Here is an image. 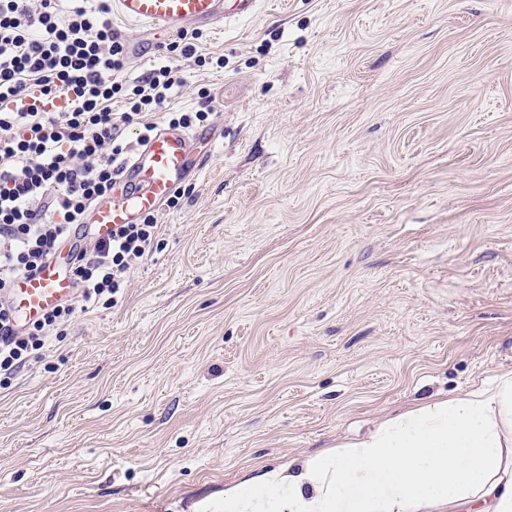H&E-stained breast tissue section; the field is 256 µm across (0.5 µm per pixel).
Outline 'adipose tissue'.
<instances>
[{
  "label": "adipose tissue",
  "instance_id": "1",
  "mask_svg": "<svg viewBox=\"0 0 512 512\" xmlns=\"http://www.w3.org/2000/svg\"><path fill=\"white\" fill-rule=\"evenodd\" d=\"M512 512V371L381 421L362 439L266 470L200 512Z\"/></svg>",
  "mask_w": 512,
  "mask_h": 512
}]
</instances>
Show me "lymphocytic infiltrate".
<instances>
[{"label": "lymphocytic infiltrate", "mask_w": 512, "mask_h": 512, "mask_svg": "<svg viewBox=\"0 0 512 512\" xmlns=\"http://www.w3.org/2000/svg\"><path fill=\"white\" fill-rule=\"evenodd\" d=\"M62 0H0V376L12 379L49 337L99 302L116 304L127 275L154 249L155 214L123 224L108 238H83L70 260L75 297L18 330L10 300L14 282L55 258L87 209L112 190L119 164L156 128L151 118L189 128L206 111L173 112L185 79L175 57L193 58L196 33L167 44L169 62L137 77L127 74L126 40L114 29L109 0L62 9ZM63 95L68 111L48 112ZM27 109H18L22 99ZM123 111H113V103Z\"/></svg>", "instance_id": "obj_1"}]
</instances>
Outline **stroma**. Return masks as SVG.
I'll list each match as a JSON object with an SVG mask.
<instances>
[{
	"label": "stroma",
	"mask_w": 512,
	"mask_h": 512,
	"mask_svg": "<svg viewBox=\"0 0 512 512\" xmlns=\"http://www.w3.org/2000/svg\"><path fill=\"white\" fill-rule=\"evenodd\" d=\"M116 305L0 386V512H197L512 371V0H260ZM207 89L200 98L199 89Z\"/></svg>",
	"instance_id": "35a3bbf8"
}]
</instances>
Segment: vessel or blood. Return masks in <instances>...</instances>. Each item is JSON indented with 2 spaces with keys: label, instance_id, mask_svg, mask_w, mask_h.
Listing matches in <instances>:
<instances>
[{
  "label": "vessel or blood",
  "instance_id": "b4317fda",
  "mask_svg": "<svg viewBox=\"0 0 512 512\" xmlns=\"http://www.w3.org/2000/svg\"><path fill=\"white\" fill-rule=\"evenodd\" d=\"M258 4L259 0H115L116 11L124 21L169 38L188 25L211 26L251 18ZM223 132L219 123L193 132L157 125L153 135L121 164L111 195L91 208V234L107 237L115 225L138 223L143 215L159 209L180 189L187 173L198 166L194 144L215 140ZM74 291L70 274L55 260L17 280L12 288L17 324L38 320Z\"/></svg>",
  "mask_w": 512,
  "mask_h": 512
}]
</instances>
